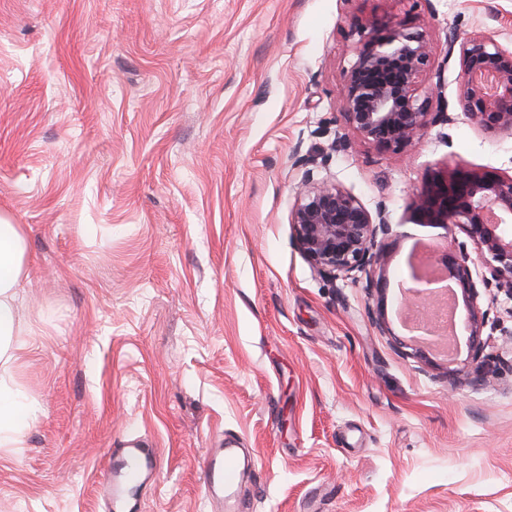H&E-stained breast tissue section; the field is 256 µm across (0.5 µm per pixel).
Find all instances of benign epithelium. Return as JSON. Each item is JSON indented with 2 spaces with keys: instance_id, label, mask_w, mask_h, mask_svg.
<instances>
[{
  "instance_id": "1",
  "label": "benign epithelium",
  "mask_w": 512,
  "mask_h": 512,
  "mask_svg": "<svg viewBox=\"0 0 512 512\" xmlns=\"http://www.w3.org/2000/svg\"><path fill=\"white\" fill-rule=\"evenodd\" d=\"M358 40L343 75L341 114L364 141L400 152L416 145L431 125L446 124L448 113L433 109V95L419 87L433 66L426 32L370 20L355 26ZM455 61L460 84L457 106L487 133L512 134V49L495 35L475 31L460 40L450 35L444 62ZM415 223L445 231L459 229L456 242L440 259L452 297H461L469 326V360L455 370L471 385L488 381L492 357L481 336L490 309L487 291L512 299V174L457 167L426 180L410 203ZM297 246L317 273L334 280L365 281L368 294L383 295L388 254L380 242L402 233L386 222L382 209L371 210L330 178L309 169L298 187L289 215ZM473 246L479 266L469 264ZM439 290L411 278L403 304L431 300Z\"/></svg>"
}]
</instances>
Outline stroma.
<instances>
[{"mask_svg": "<svg viewBox=\"0 0 512 512\" xmlns=\"http://www.w3.org/2000/svg\"><path fill=\"white\" fill-rule=\"evenodd\" d=\"M512 41V0H0V216L23 225L13 381L38 414L0 447V512H115L107 466L152 451L124 512H212L208 449L252 451L224 512H512V301L469 355L425 365L394 335L416 241L410 199L456 167L512 174V135L453 120L402 152L340 115L354 26ZM347 150H335L336 140ZM384 207L383 302L320 277L289 213L304 168Z\"/></svg>", "mask_w": 512, "mask_h": 512, "instance_id": "stroma-1", "label": "stroma"}]
</instances>
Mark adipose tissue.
Returning <instances> with one entry per match:
<instances>
[{
  "mask_svg": "<svg viewBox=\"0 0 512 512\" xmlns=\"http://www.w3.org/2000/svg\"><path fill=\"white\" fill-rule=\"evenodd\" d=\"M24 247L22 225L0 218V446L8 444L21 429L17 411L22 401L9 374V365L17 351V300L26 277Z\"/></svg>",
  "mask_w": 512,
  "mask_h": 512,
  "instance_id": "1",
  "label": "adipose tissue"
}]
</instances>
